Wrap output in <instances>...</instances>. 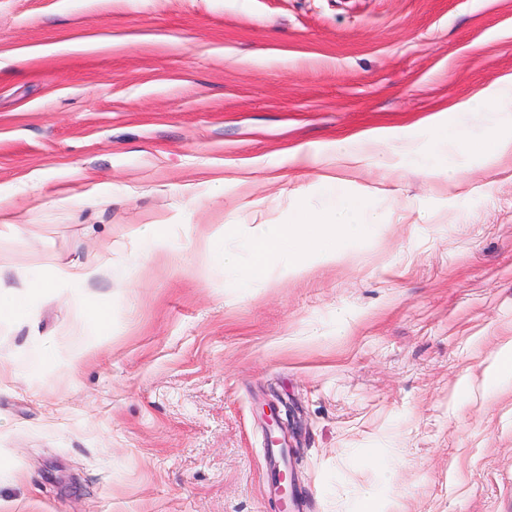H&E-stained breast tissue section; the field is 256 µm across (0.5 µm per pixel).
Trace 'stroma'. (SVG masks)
I'll use <instances>...</instances> for the list:
<instances>
[{
  "label": "stroma",
  "instance_id": "35a3bbf8",
  "mask_svg": "<svg viewBox=\"0 0 512 512\" xmlns=\"http://www.w3.org/2000/svg\"><path fill=\"white\" fill-rule=\"evenodd\" d=\"M508 73L512 0H0V288L112 267L0 323V512H275L270 401L294 512H512V155L450 181L405 151ZM326 178L374 231L239 287L225 225ZM104 273H110L106 265L86 263L58 270L55 279L62 285H80ZM490 379L497 385L512 383V342L499 349L494 359Z\"/></svg>",
  "mask_w": 512,
  "mask_h": 512
}]
</instances>
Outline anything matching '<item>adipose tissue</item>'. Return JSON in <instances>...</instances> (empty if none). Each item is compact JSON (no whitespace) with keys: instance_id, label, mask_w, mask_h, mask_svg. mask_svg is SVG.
Masks as SVG:
<instances>
[{"instance_id":"ef3b65f1","label":"adipose tissue","mask_w":512,"mask_h":512,"mask_svg":"<svg viewBox=\"0 0 512 512\" xmlns=\"http://www.w3.org/2000/svg\"><path fill=\"white\" fill-rule=\"evenodd\" d=\"M429 127L432 149L421 156L420 162L433 174L455 178L458 172L455 158L460 154L476 152L488 162L512 154V133H502L480 123L472 105L465 102L434 114ZM443 155L448 156L449 162L441 167L437 160ZM321 195L322 208L300 209L290 223L268 225L252 237L238 241V248L225 249V267L235 268L238 251H246L250 262L242 283L247 286L264 276L274 256L287 254L288 267L292 270L300 267L311 252L331 260L367 236L378 222L369 200L350 192L343 184L325 182Z\"/></svg>"}]
</instances>
